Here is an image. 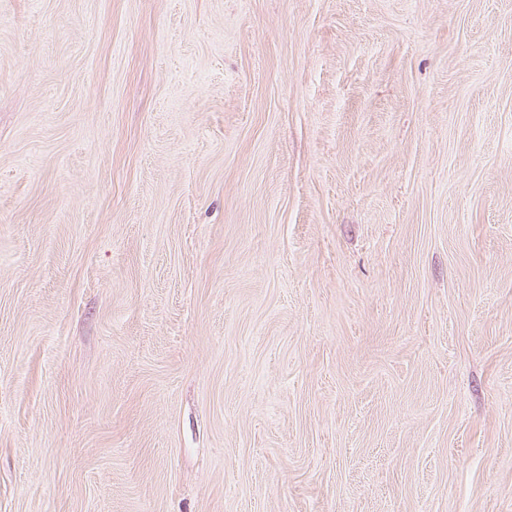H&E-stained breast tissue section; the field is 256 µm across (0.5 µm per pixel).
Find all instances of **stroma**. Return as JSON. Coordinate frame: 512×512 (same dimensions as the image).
<instances>
[{
	"instance_id": "obj_1",
	"label": "stroma",
	"mask_w": 512,
	"mask_h": 512,
	"mask_svg": "<svg viewBox=\"0 0 512 512\" xmlns=\"http://www.w3.org/2000/svg\"><path fill=\"white\" fill-rule=\"evenodd\" d=\"M0 512H512V0H0Z\"/></svg>"
}]
</instances>
